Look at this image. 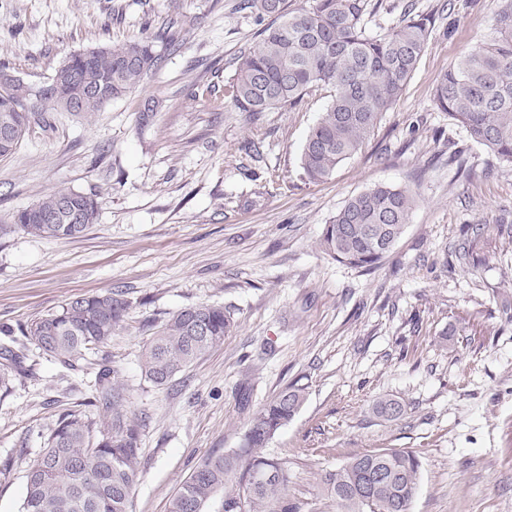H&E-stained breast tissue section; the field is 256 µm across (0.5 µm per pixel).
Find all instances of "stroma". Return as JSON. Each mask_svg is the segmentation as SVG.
I'll return each instance as SVG.
<instances>
[{
  "instance_id": "stroma-1",
  "label": "stroma",
  "mask_w": 512,
  "mask_h": 512,
  "mask_svg": "<svg viewBox=\"0 0 512 512\" xmlns=\"http://www.w3.org/2000/svg\"><path fill=\"white\" fill-rule=\"evenodd\" d=\"M435 28L403 95L331 180L300 176L327 100L311 93L259 121L224 109L236 58L262 27L242 0H0V68L50 82L67 54L123 43L144 25L179 42L160 70L104 110L51 113L0 160V226L60 187L95 193L77 238L0 234V345L82 295L122 292L125 316L100 353L71 370L36 350L0 397V512H20L26 474L60 416L92 396L101 360L141 424L128 512H167L200 459L239 447L252 412L288 386L305 402L270 441L300 512H338L327 471L380 448L422 461L411 512H512V167L432 103L437 77L492 36L500 0H412ZM161 106L142 116L145 100ZM376 183L410 188L404 234L371 271L319 247L348 198ZM469 224L490 230L472 257ZM230 307L221 346L167 387L141 376L142 351L173 312ZM395 396L387 421L373 401ZM371 410L377 417L388 421L399 420L407 412L405 403L399 399L391 397L376 400L372 404Z\"/></svg>"
}]
</instances>
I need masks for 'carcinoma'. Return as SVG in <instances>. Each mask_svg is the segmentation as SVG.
Segmentation results:
<instances>
[{"label":"carcinoma","mask_w":512,"mask_h":512,"mask_svg":"<svg viewBox=\"0 0 512 512\" xmlns=\"http://www.w3.org/2000/svg\"><path fill=\"white\" fill-rule=\"evenodd\" d=\"M491 19L495 36L463 55L439 75L435 108L448 115L474 143L512 167V0ZM244 8L266 25L259 41L237 58L224 106L254 119L265 112L296 107L313 90L328 103L302 147L300 164L311 182L330 179L336 168L369 139L384 112L401 97L428 44L430 14L405 6L401 19L377 34L367 30L371 0H244ZM175 46L166 28L119 45L96 47L65 57L51 81L35 88L16 77L0 83V114L6 104L18 133L0 158L11 157L33 124L46 112H65L66 101L83 98L81 116L103 111L161 67ZM62 201L83 215L74 224L65 213L51 224L35 213L55 212ZM416 199L407 187L375 184L350 197L324 225L321 249L346 266L371 270L403 235ZM94 194L59 188L13 215L25 234L74 238L96 223ZM127 310L122 294L77 296L58 310L32 320L17 347H0V392L7 394L23 374V356L33 346L75 369L89 352L106 346ZM235 327L222 305L182 308L154 332L141 356V371L156 387L169 384L196 360L224 343ZM124 387L103 363L84 405L50 429L44 448L26 475L21 512H128L140 465V424L123 409ZM304 401L289 386L249 418L242 444L205 455L171 497L167 512H206L223 493L222 512H298L288 499V470L264 454L269 441L290 423ZM372 412L395 421L407 412L401 400H376ZM101 419H96L97 415ZM422 463L409 448H384L352 458L323 478L340 512H410Z\"/></svg>","instance_id":"obj_1"}]
</instances>
